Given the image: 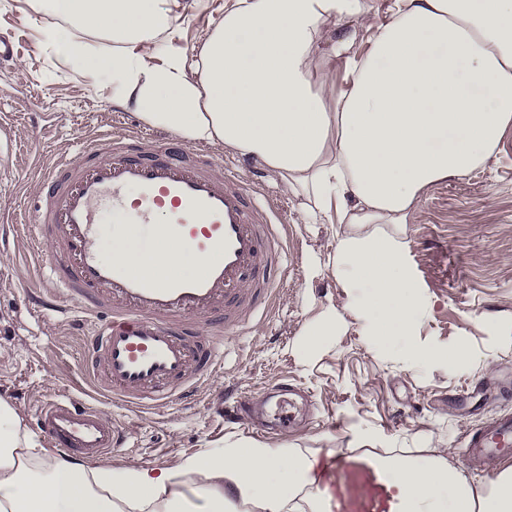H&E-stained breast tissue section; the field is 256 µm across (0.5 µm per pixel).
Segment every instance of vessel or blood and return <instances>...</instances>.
Listing matches in <instances>:
<instances>
[{
    "label": "vessel or blood",
    "instance_id": "obj_1",
    "mask_svg": "<svg viewBox=\"0 0 512 512\" xmlns=\"http://www.w3.org/2000/svg\"><path fill=\"white\" fill-rule=\"evenodd\" d=\"M38 182L29 224L47 291L37 301L59 313L77 309L90 327L87 378L103 397L132 408L162 406L213 377L225 324L240 306L270 308L287 273L286 227L273 204L206 147L108 132L80 158L57 155ZM109 210L130 233L149 231L155 254L182 245L202 256L200 272L104 259L96 241ZM36 422L49 447L67 455L106 458L125 440L115 419L73 398L41 401ZM464 449L512 458V414L469 432Z\"/></svg>",
    "mask_w": 512,
    "mask_h": 512
}]
</instances>
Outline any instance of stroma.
<instances>
[{"label":"stroma","instance_id":"obj_1","mask_svg":"<svg viewBox=\"0 0 512 512\" xmlns=\"http://www.w3.org/2000/svg\"><path fill=\"white\" fill-rule=\"evenodd\" d=\"M180 2L184 19L167 47L189 52L223 16L224 0ZM40 22L29 0H0V32L23 36L17 61L0 67V136L12 145L15 175L11 187L0 189V217L30 209L41 156H75L99 132L144 127L138 113L113 108L111 74H78L44 39ZM239 171L275 203L296 238L274 310L256 315L247 328L226 327L223 364L210 385L147 412L93 391L81 365L83 328L30 304L39 281L26 261L22 225L9 224L0 245V398L31 430L34 409L47 396L100 407L128 432L108 460L112 466L164 467L235 440L300 449L327 461L321 483L336 502L333 512H383L362 461L386 449L447 456L472 482L494 473L496 462H468L463 437L487 418L512 412V128L486 163L431 189L416 223L404 229L407 265L428 303L414 341L466 348L467 359L450 366L416 369L397 350L372 348L361 319L344 308L350 289L329 268L335 225L304 223L298 199L257 159L241 158ZM334 309L341 313L335 335L305 351V329ZM284 379L300 385L305 397L274 398L266 412L272 419L296 416L294 427L259 434L225 418V391L259 400ZM362 434L373 435L374 443H360ZM336 449L341 457L328 462Z\"/></svg>","mask_w":512,"mask_h":512}]
</instances>
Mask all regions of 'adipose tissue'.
Returning <instances> with one entry per match:
<instances>
[{"instance_id": "adipose-tissue-1", "label": "adipose tissue", "mask_w": 512, "mask_h": 512, "mask_svg": "<svg viewBox=\"0 0 512 512\" xmlns=\"http://www.w3.org/2000/svg\"><path fill=\"white\" fill-rule=\"evenodd\" d=\"M40 30L85 76L112 74V103L147 125L260 159L299 200L306 223L334 224L331 271L378 350L415 366L465 349L413 341L422 316L404 225L430 187L468 175L512 127V0H225L197 54L165 49L180 18L169 0H34ZM102 36L93 45L84 33ZM343 82L315 77L321 44ZM317 457L239 441L158 469L47 457L0 398V512H329ZM386 512H512V466L470 483L440 457L370 463ZM370 2L372 3L373 10L366 16V18L363 22V24H364L363 29L357 27L358 34H357L354 50L359 53H361L362 51H365V49L368 47L367 38L369 36V33L366 30L367 27L373 26L383 19L382 12L377 11V8L379 6L381 7V9L386 7V3H385L386 0H374V1H370Z\"/></svg>"}]
</instances>
